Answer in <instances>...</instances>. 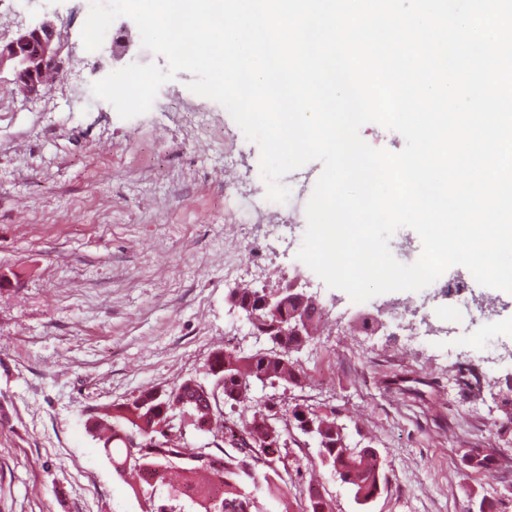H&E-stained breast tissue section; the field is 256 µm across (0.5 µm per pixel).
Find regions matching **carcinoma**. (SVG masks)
Listing matches in <instances>:
<instances>
[{
	"label": "carcinoma",
	"instance_id": "cac0c4a2",
	"mask_svg": "<svg viewBox=\"0 0 512 512\" xmlns=\"http://www.w3.org/2000/svg\"><path fill=\"white\" fill-rule=\"evenodd\" d=\"M260 288L233 291L239 307L250 311V326L271 332L288 313L296 310L289 303L277 313L260 304ZM323 312L308 310V335L272 336L278 351H258L247 355L226 348L213 353L207 374L213 383L206 386L194 378L153 388L122 403L112 404L93 416L89 429L102 443L115 473H134L138 478L136 493L143 497L142 512H184L182 500L189 498L194 512H211L212 482L218 480L220 512H262L260 499L276 498L281 512H329L325 497L313 484H308L304 498H289L288 483L267 459H248V452L268 444L271 429L266 420V404L254 401L253 387H297L304 371L293 353L312 340ZM178 415L182 425L172 428L165 448H127L120 431L134 429L147 443L158 435L162 413ZM315 427L313 441L318 464L335 473L350 489L355 502L368 506L384 491V460L371 442H350L347 428L338 425L335 412H322L306 404H296L288 412V424L300 428L303 415ZM191 429L208 430L212 443L189 453L186 435ZM464 470L494 476L498 460L490 453L467 450L461 456ZM162 486L167 494L157 498L154 488Z\"/></svg>",
	"mask_w": 512,
	"mask_h": 512
}]
</instances>
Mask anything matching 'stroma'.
I'll return each instance as SVG.
<instances>
[{
  "label": "stroma",
  "instance_id": "1",
  "mask_svg": "<svg viewBox=\"0 0 512 512\" xmlns=\"http://www.w3.org/2000/svg\"><path fill=\"white\" fill-rule=\"evenodd\" d=\"M17 7L5 38L46 18L69 26L63 71L45 95L24 96L12 72L0 71V512H141L134 478L117 476L89 433L90 413L184 378L209 383L215 350L263 348L227 297L296 273L316 294L323 326L297 355L302 386L257 389L254 399H275L283 413L312 404L371 439L388 488L370 512H467L472 494L512 512V391L488 388L489 378L512 374L502 356L512 347V298H500L489 320L422 346L390 324L367 331L357 316L393 300L424 305L447 325L442 282L356 303L299 261L321 162L284 176L285 209L260 218L295 223V242L216 223L226 185L267 193L260 148L227 110L191 92L182 71L150 111L121 118L93 97V83L122 64L165 58L138 41L120 62L109 43L87 51L84 0ZM462 352L472 368L465 376L455 367ZM471 448L495 455V479L464 471L460 457ZM316 456L291 430L289 463L302 478L289 480L290 495L311 481L334 512H360L346 485L313 469Z\"/></svg>",
  "mask_w": 512,
  "mask_h": 512
}]
</instances>
